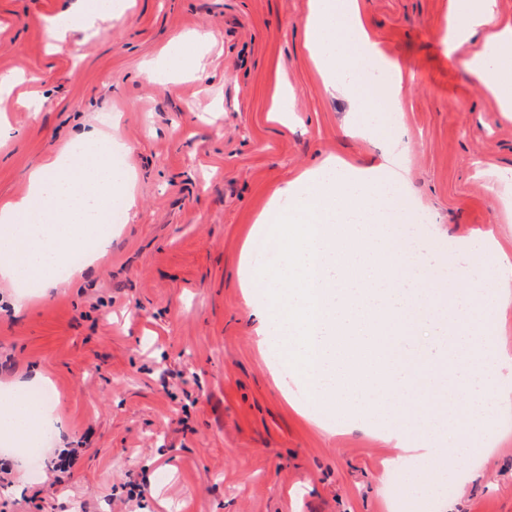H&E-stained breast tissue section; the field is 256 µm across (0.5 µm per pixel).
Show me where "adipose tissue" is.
I'll return each mask as SVG.
<instances>
[{"label":"adipose tissue","instance_id":"obj_1","mask_svg":"<svg viewBox=\"0 0 512 512\" xmlns=\"http://www.w3.org/2000/svg\"><path fill=\"white\" fill-rule=\"evenodd\" d=\"M484 34L485 45L463 61L471 78L495 97L499 111L512 114V23L499 20L498 0H451L442 39L449 49ZM214 33L176 36L164 56L147 66L168 76L191 70ZM111 130L92 128L29 175L26 195L0 206V277L12 282L38 279L55 284V271L69 255L87 248L102 258L112 241L105 215L114 202L132 208V177L113 167ZM41 406L20 404L15 393L0 394V442L22 447L48 421Z\"/></svg>","mask_w":512,"mask_h":512}]
</instances>
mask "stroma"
I'll use <instances>...</instances> for the list:
<instances>
[{"label": "stroma", "mask_w": 512, "mask_h": 512, "mask_svg": "<svg viewBox=\"0 0 512 512\" xmlns=\"http://www.w3.org/2000/svg\"><path fill=\"white\" fill-rule=\"evenodd\" d=\"M310 0H116L111 20L51 34L75 0H0V204L91 124L118 126L136 205L107 257L37 303L0 282V388L54 396L45 462L80 456L56 482L0 447V512H512V403L490 399L464 461L405 458L380 427L337 429L306 414L272 374L238 281L241 249L274 191L329 155L367 167L374 141L361 99L326 93L304 47ZM368 29L406 79L398 117L410 152L398 192L428 224L408 237L442 257L436 277L497 312L485 343L512 352V300L493 286L512 258V118L441 39L448 0H361ZM221 41L195 74L160 81L145 66L172 37ZM294 91L288 124L272 98Z\"/></svg>", "instance_id": "stroma-1"}]
</instances>
